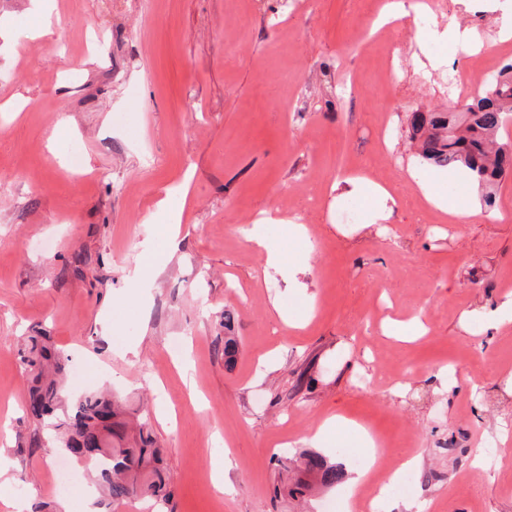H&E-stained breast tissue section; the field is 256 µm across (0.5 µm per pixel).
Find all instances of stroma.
I'll use <instances>...</instances> for the list:
<instances>
[{"mask_svg":"<svg viewBox=\"0 0 512 512\" xmlns=\"http://www.w3.org/2000/svg\"><path fill=\"white\" fill-rule=\"evenodd\" d=\"M442 2L428 24L410 15L357 47L377 0H0V458L12 479L0 512L76 508L55 486L67 457L31 445L19 350L40 328L69 358V395L109 387L148 413L173 512H323L336 499L362 510L351 479L371 461L364 437L312 440L336 413L369 425L387 464L419 459L379 512L414 498L431 512H512V434H500L512 430V324L459 322L512 288V174L491 207L440 184L479 210L445 223L419 193L430 172L407 138L412 113L448 110L446 73L468 68L427 25L455 20L492 57L503 13ZM47 19L50 38L38 34ZM392 35L409 53L394 84ZM353 172L396 187L391 218L334 190ZM169 193L180 247L132 288ZM345 207L355 223L337 221ZM296 210L318 247L285 237L279 221ZM261 239L305 252L307 272L268 268ZM305 310L304 327L284 322ZM418 312L424 336L385 335ZM452 363L456 382L441 387L433 374ZM480 441L500 455L475 471ZM311 452L344 463V477L300 497L297 461ZM223 473L234 495L215 489ZM235 317L231 312L224 314V364L231 366L239 352V342L235 336Z\"/></svg>","mask_w":512,"mask_h":512,"instance_id":"obj_1","label":"stroma"}]
</instances>
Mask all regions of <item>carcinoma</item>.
I'll return each mask as SVG.
<instances>
[{
  "mask_svg": "<svg viewBox=\"0 0 512 512\" xmlns=\"http://www.w3.org/2000/svg\"><path fill=\"white\" fill-rule=\"evenodd\" d=\"M512 118V62L502 65L499 79L466 109L448 112H414L409 140L421 166L458 167L473 177L482 189L487 206L495 202L498 181L512 171V147L497 139ZM235 317L224 313V364L235 362L239 342ZM30 387L26 402L30 415L43 424L53 442L70 456L91 458L101 498L96 505L118 508L138 496L169 502L170 491L162 467L163 449L148 420L132 425L123 406L111 395L90 391L66 400L62 380L66 357L50 344L43 331L27 337L21 355ZM310 481L301 483L300 495L321 484L330 486L343 477L342 470L326 457L314 453L305 462Z\"/></svg>",
  "mask_w": 512,
  "mask_h": 512,
  "instance_id": "obj_1",
  "label": "carcinoma"
}]
</instances>
